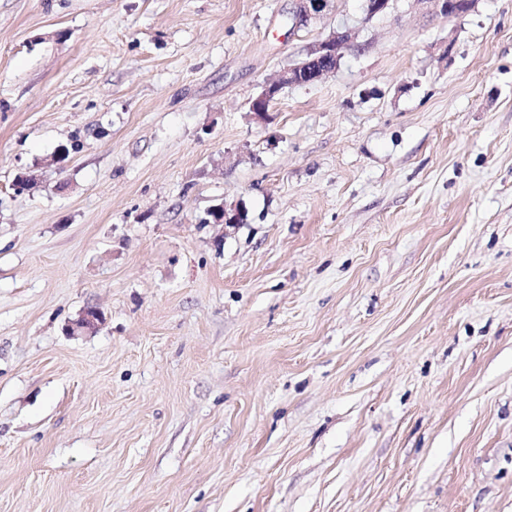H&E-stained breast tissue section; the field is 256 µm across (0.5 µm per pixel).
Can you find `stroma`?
<instances>
[{
  "instance_id": "stroma-1",
  "label": "stroma",
  "mask_w": 512,
  "mask_h": 512,
  "mask_svg": "<svg viewBox=\"0 0 512 512\" xmlns=\"http://www.w3.org/2000/svg\"><path fill=\"white\" fill-rule=\"evenodd\" d=\"M362 5L0 0V512H512V0ZM348 40V35H334L312 45L306 58L290 67L281 78L265 87L263 93L251 103V110L259 119H264L274 97L286 86H302L320 81L332 73L341 58L340 50Z\"/></svg>"
}]
</instances>
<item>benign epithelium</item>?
Wrapping results in <instances>:
<instances>
[{
	"label": "benign epithelium",
	"mask_w": 512,
	"mask_h": 512,
	"mask_svg": "<svg viewBox=\"0 0 512 512\" xmlns=\"http://www.w3.org/2000/svg\"><path fill=\"white\" fill-rule=\"evenodd\" d=\"M298 10L295 22L302 23L312 14L321 11L327 0H297ZM444 16H460L468 13L473 8L476 0H432ZM348 40V35H334L312 45L306 58L299 64L289 68L281 78L265 87L263 93L251 103V110L258 118L266 117L268 108L274 97L286 86H302L313 84L332 73L341 58V49ZM214 211L222 215L220 223L233 226L245 222V209L235 204H223L214 208ZM103 323V314L96 308L86 309L75 320L70 329L74 332H93Z\"/></svg>",
	"instance_id": "benign-epithelium-1"
}]
</instances>
